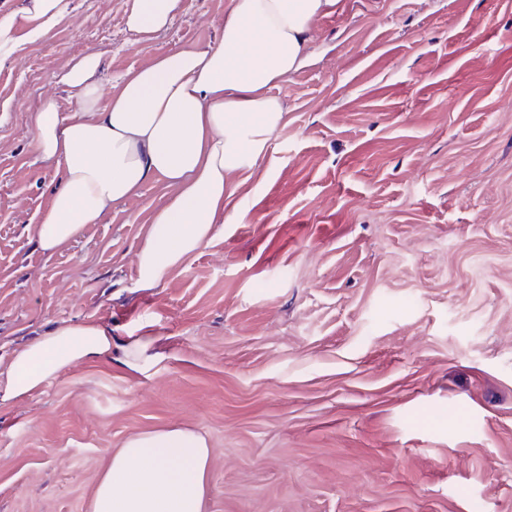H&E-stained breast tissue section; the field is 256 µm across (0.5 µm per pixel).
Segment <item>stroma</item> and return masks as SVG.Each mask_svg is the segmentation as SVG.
<instances>
[{
	"label": "stroma",
	"mask_w": 512,
	"mask_h": 512,
	"mask_svg": "<svg viewBox=\"0 0 512 512\" xmlns=\"http://www.w3.org/2000/svg\"><path fill=\"white\" fill-rule=\"evenodd\" d=\"M125 0H73L0 60V368L64 321L156 336L135 371L73 364L0 404V512H91L129 437L206 436L205 512H512V0H339L286 119L210 246L154 288L135 255L176 193L145 183L53 253L35 229L63 173L43 96L101 54L104 79L217 43L229 0H185L127 45Z\"/></svg>",
	"instance_id": "35a3bbf8"
}]
</instances>
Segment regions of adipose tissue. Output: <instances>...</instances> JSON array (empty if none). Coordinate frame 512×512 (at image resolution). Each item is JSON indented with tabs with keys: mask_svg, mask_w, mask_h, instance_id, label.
Here are the masks:
<instances>
[{
	"mask_svg": "<svg viewBox=\"0 0 512 512\" xmlns=\"http://www.w3.org/2000/svg\"><path fill=\"white\" fill-rule=\"evenodd\" d=\"M336 0H230L221 40L181 49L128 72L119 86L102 77V57L69 60L56 76L70 101L42 98L35 116L40 157L65 178L36 226L42 251L55 252L117 201L136 204L159 176L176 189L152 218L136 255L137 282L153 288L170 269L224 230V201L250 173L282 125L274 86L313 51L312 30ZM183 0H125L131 44L169 28ZM72 0H29L23 17L0 15V59L45 39L73 19ZM112 356V333L96 322H64L17 351L0 373V404L33 396L77 362ZM210 450L188 428L142 432L110 457L92 512H204Z\"/></svg>",
	"mask_w": 512,
	"mask_h": 512,
	"instance_id": "adipose-tissue-1",
	"label": "adipose tissue"
}]
</instances>
